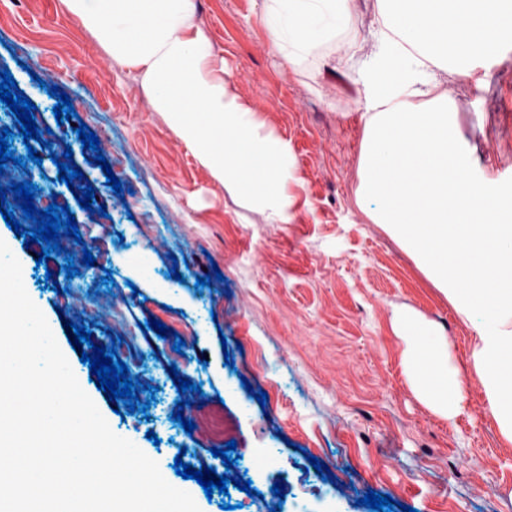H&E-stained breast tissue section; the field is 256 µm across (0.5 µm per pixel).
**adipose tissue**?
I'll list each match as a JSON object with an SVG mask.
<instances>
[{
	"label": "adipose tissue",
	"mask_w": 512,
	"mask_h": 512,
	"mask_svg": "<svg viewBox=\"0 0 512 512\" xmlns=\"http://www.w3.org/2000/svg\"><path fill=\"white\" fill-rule=\"evenodd\" d=\"M103 49L139 72L212 177L257 200L280 202L288 174L276 141L236 93L195 0H62ZM353 0H265L261 22L288 66L318 71L352 26ZM373 50L349 74L365 120L362 189L384 224L416 253L430 280L475 332L473 369L512 441V196L478 178L457 128L458 106L439 90L455 69L482 82L512 42V0H377ZM403 368L437 415L452 420L465 395L448 343L399 318Z\"/></svg>",
	"instance_id": "obj_1"
}]
</instances>
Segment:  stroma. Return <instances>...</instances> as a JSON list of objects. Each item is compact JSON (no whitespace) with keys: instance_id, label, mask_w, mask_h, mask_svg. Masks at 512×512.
I'll list each match as a JSON object with an SVG mask.
<instances>
[{"instance_id":"obj_1","label":"stroma","mask_w":512,"mask_h":512,"mask_svg":"<svg viewBox=\"0 0 512 512\" xmlns=\"http://www.w3.org/2000/svg\"><path fill=\"white\" fill-rule=\"evenodd\" d=\"M262 0H196L195 24L210 37L237 93L273 132L288 158L287 223L236 187L217 182L155 112L138 73L112 59L61 0H0V72L31 99L45 148L29 161L20 123L0 103V130L26 166L6 162L0 186L29 181L33 203L68 206L80 239L61 236L64 255L38 263L41 244H26L0 218V239L22 265L26 291L43 311L83 390L114 433L158 462L172 486L201 512H370L367 491L414 512H512V442L500 433L470 359L473 331L428 279L413 254L361 199L364 121L350 70L372 47L340 44L319 73L295 70L272 50L260 22ZM454 98L470 96L459 131L476 167L512 194V44L492 61L483 86L457 73L441 76ZM58 86L76 112L57 122ZM87 125L98 150L83 147ZM73 151L105 213L81 208L61 182L56 157ZM103 155L110 171L95 161ZM121 182L114 194L107 173ZM92 253L96 262L82 259ZM78 261L67 278L65 255ZM147 256L149 267L135 262ZM178 278H171V271ZM220 271L211 286L197 278ZM112 283L103 284L104 275ZM412 311L448 340L464 410L455 422L434 414L402 372L403 341L392 319ZM168 328L158 337L149 319ZM94 322V344L115 346L129 374L145 383L147 413L123 414L91 379L64 322ZM182 351H174L176 338ZM179 375L171 377L168 368ZM199 392H179L177 378ZM268 399L258 403L257 392ZM182 410L186 433L172 418ZM155 440H148V433ZM235 442L225 466L212 448ZM270 449L271 460L257 456ZM324 462L317 475L310 458ZM194 469L249 481L206 496ZM283 482L284 495L271 488Z\"/></svg>"}]
</instances>
